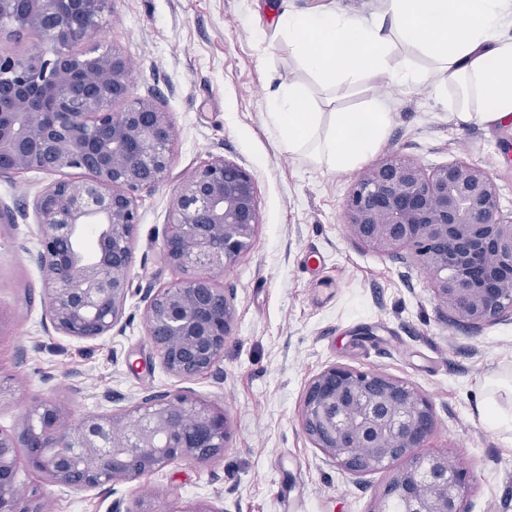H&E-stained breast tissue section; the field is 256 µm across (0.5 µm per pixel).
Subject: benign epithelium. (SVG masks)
<instances>
[{
  "instance_id": "7a95c632",
  "label": "benign epithelium",
  "mask_w": 512,
  "mask_h": 512,
  "mask_svg": "<svg viewBox=\"0 0 512 512\" xmlns=\"http://www.w3.org/2000/svg\"><path fill=\"white\" fill-rule=\"evenodd\" d=\"M108 0H0V19L44 48L0 52V176H52L33 198L46 318L79 339L109 334L130 295L137 195L165 178L177 131L153 96L132 92L117 51L69 50L96 38ZM343 222L369 249L419 267L440 309L477 328L512 317V215L493 178L465 162L428 172L394 155L362 170ZM260 224L255 178L217 157L177 187L164 263L182 278L148 289L146 333L163 367L183 382L219 369L232 332L233 290L217 276L248 253ZM96 229L87 256L78 239ZM300 425L313 447L353 476L400 467L371 512H467L469 479L448 454L419 448L435 430L430 399L407 380L335 363L306 386ZM229 439L224 411L180 387L146 392L118 413L74 419L53 399L0 428V512H32L15 493L19 449L27 466L69 490L133 483L181 461L207 464ZM157 512L137 497L125 510Z\"/></svg>"
}]
</instances>
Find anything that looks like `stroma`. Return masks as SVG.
<instances>
[{
    "instance_id": "35a3bbf8",
    "label": "stroma",
    "mask_w": 512,
    "mask_h": 512,
    "mask_svg": "<svg viewBox=\"0 0 512 512\" xmlns=\"http://www.w3.org/2000/svg\"><path fill=\"white\" fill-rule=\"evenodd\" d=\"M333 9L371 20L381 0H110L94 42L116 49L132 69L133 92L156 96L178 136L170 169L138 198L132 294L122 331L71 338L47 327L42 273L35 261L34 215L0 223V427L53 398L72 417L119 411L144 392L179 387L146 336V289L180 279L161 248L175 190L221 157L255 177L260 224L249 252L219 282L236 293L232 335L219 371L191 381L195 394L223 410L230 442L208 465L179 462L139 481L64 492L28 468L17 486L39 512H111L142 495L163 512L208 500L225 512H371L391 476L354 477L312 447L299 424L309 380L342 363L405 379L431 400L436 430L423 444L444 452L471 479L469 512H512V432L480 424L476 407L487 377L512 373V319L479 328L447 321L427 276L368 249L342 220L356 171L288 152L269 122L279 84L303 82L317 100L352 112L388 103V135L364 160L407 157L424 168L466 161L497 184L512 211V123L464 121L448 105L453 87H404L380 76L355 88H326L294 63L278 27L288 11ZM50 175L0 177V203L28 205ZM112 401H104V394Z\"/></svg>"
}]
</instances>
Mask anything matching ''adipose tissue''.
Instances as JSON below:
<instances>
[{"instance_id":"1","label":"adipose tissue","mask_w":512,"mask_h":512,"mask_svg":"<svg viewBox=\"0 0 512 512\" xmlns=\"http://www.w3.org/2000/svg\"><path fill=\"white\" fill-rule=\"evenodd\" d=\"M279 28L300 67L333 85H357L376 72L399 85L451 82L459 99L475 100L465 119L483 124L512 122V0H383L378 20L368 22L333 10L281 15ZM417 47L430 68L390 65L394 42ZM288 150L312 146L331 169L355 168L384 140L388 105L369 101L358 112H339L328 132L307 88L282 86L270 114Z\"/></svg>"}]
</instances>
